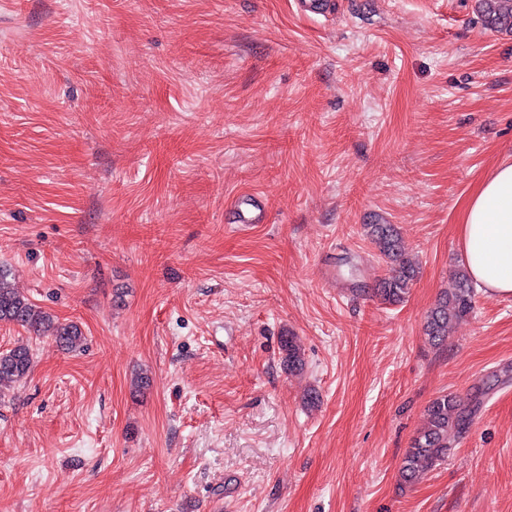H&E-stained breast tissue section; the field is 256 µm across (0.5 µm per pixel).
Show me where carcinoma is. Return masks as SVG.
Returning <instances> with one entry per match:
<instances>
[{
	"instance_id": "carcinoma-1",
	"label": "carcinoma",
	"mask_w": 512,
	"mask_h": 512,
	"mask_svg": "<svg viewBox=\"0 0 512 512\" xmlns=\"http://www.w3.org/2000/svg\"><path fill=\"white\" fill-rule=\"evenodd\" d=\"M478 12L486 26L494 31L512 30V0H478ZM366 234L391 267L380 280L376 294L386 304L403 302L417 277V266L405 257L400 234L393 224H367ZM474 309V291L467 272L459 271L453 287L442 292L430 310L424 326L430 342L439 345L448 338L450 326ZM0 323L20 326L33 332H48L56 343L69 350L82 341V331L76 324H56L49 314L22 295L0 266ZM284 364L291 373L303 369L304 359L296 337L285 336L281 342ZM32 354L26 345L0 352V388L21 381L31 370ZM477 403L464 401L453 394L436 397L427 407L425 426L411 442L403 458L400 472L406 485L419 481L426 473L448 457V443L461 432Z\"/></svg>"
}]
</instances>
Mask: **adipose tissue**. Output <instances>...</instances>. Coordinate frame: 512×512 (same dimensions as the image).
Segmentation results:
<instances>
[{
  "label": "adipose tissue",
  "mask_w": 512,
  "mask_h": 512,
  "mask_svg": "<svg viewBox=\"0 0 512 512\" xmlns=\"http://www.w3.org/2000/svg\"><path fill=\"white\" fill-rule=\"evenodd\" d=\"M464 267L475 286L512 295V162L498 164L468 198L459 228Z\"/></svg>",
  "instance_id": "1"
}]
</instances>
